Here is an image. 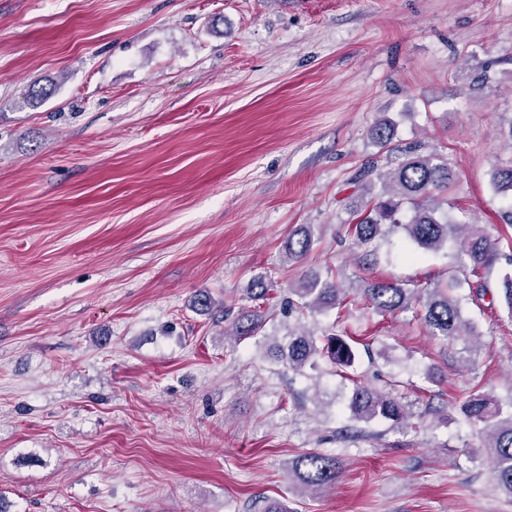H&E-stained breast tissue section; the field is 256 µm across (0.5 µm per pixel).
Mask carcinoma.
<instances>
[{
  "label": "carcinoma",
  "mask_w": 512,
  "mask_h": 512,
  "mask_svg": "<svg viewBox=\"0 0 512 512\" xmlns=\"http://www.w3.org/2000/svg\"><path fill=\"white\" fill-rule=\"evenodd\" d=\"M388 164L389 169L377 175L383 183L382 192L369 209L353 216L347 224L348 235L367 245L384 234V226L401 227L410 242L428 251H440L453 240L457 260L474 276L488 267L499 251L498 243L481 226L457 224L440 211L446 199L437 193L448 190L455 178L448 164L434 156L420 155L415 149L389 158ZM492 181L497 190L512 191V160L493 165ZM405 207L412 215L404 224L399 215ZM312 246L310 225H300L288 236V259H302ZM339 277L340 272L330 267L324 277L304 274L296 287L288 289L289 309L304 316L344 306L350 292ZM457 287V282L437 284L417 292L396 282L374 280L356 293L381 314L414 311L420 306V319L432 335L457 338L467 328L459 301L452 295ZM277 357L296 372L314 369L325 359L336 367L349 368L355 362L356 350L334 333L323 336L319 345L307 331L290 332L285 343L277 347ZM350 408L356 419L366 422L381 418L399 425L409 417L408 406L402 400L362 384L354 386ZM464 414L469 422L483 425L493 477L499 488L512 494V406L506 410L493 397L475 394L464 404ZM341 467L338 458L310 449L294 459L291 472L300 487L317 492L336 482Z\"/></svg>",
  "instance_id": "cac0c4a2"
}]
</instances>
